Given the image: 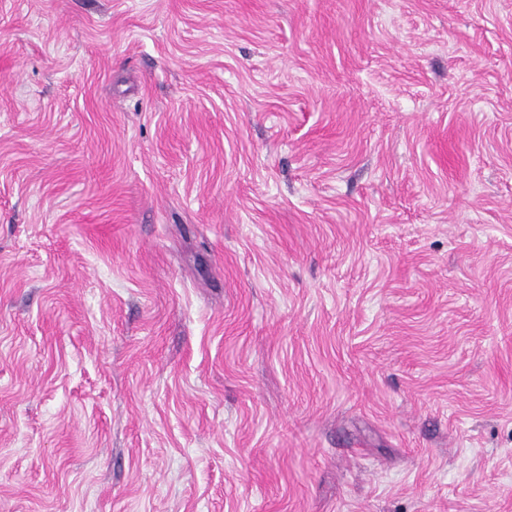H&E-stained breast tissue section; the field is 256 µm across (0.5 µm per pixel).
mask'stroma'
Masks as SVG:
<instances>
[{
  "mask_svg": "<svg viewBox=\"0 0 512 512\" xmlns=\"http://www.w3.org/2000/svg\"><path fill=\"white\" fill-rule=\"evenodd\" d=\"M0 512H512V0H0Z\"/></svg>",
  "mask_w": 512,
  "mask_h": 512,
  "instance_id": "obj_1",
  "label": "stroma"
}]
</instances>
